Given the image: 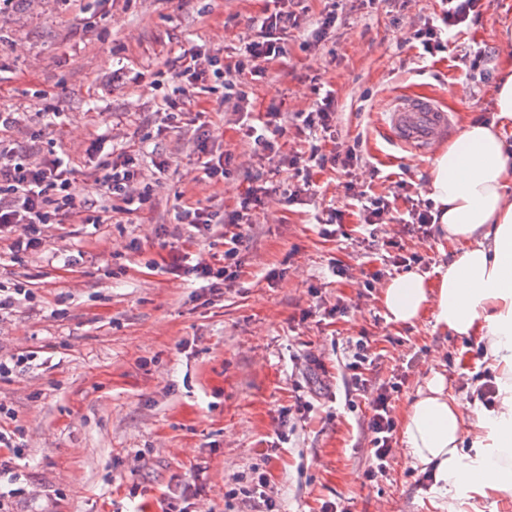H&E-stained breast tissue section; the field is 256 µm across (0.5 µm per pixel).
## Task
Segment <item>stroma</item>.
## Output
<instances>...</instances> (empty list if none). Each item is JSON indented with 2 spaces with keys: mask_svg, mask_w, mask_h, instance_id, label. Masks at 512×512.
<instances>
[{
  "mask_svg": "<svg viewBox=\"0 0 512 512\" xmlns=\"http://www.w3.org/2000/svg\"><path fill=\"white\" fill-rule=\"evenodd\" d=\"M266 0H10L0 12V110L15 113L6 138L36 149L54 143L69 157L92 210L109 205L115 223L51 224L41 251L0 271V289L29 288L31 299L0 315V358L34 359L0 380V426L22 429V454L0 451L18 481L10 512H164L167 502L194 512H246L225 501L233 474L262 467L282 512H321L350 501L352 512H439L438 492L402 456L369 484V402L380 384L398 383L394 419L431 372L448 378L464 410L487 364L476 340L435 330L430 320L388 323L375 272L394 278L379 243L368 242L358 206L338 170L315 171L316 195L288 204L271 194L243 247L233 287L201 291L166 265L175 249L222 254L221 241L178 234L176 211L200 203L234 206L245 176L261 162L239 130L240 114L221 86L195 89L209 112L214 145L231 149L237 172L212 187L197 182L191 117L165 114L177 58L194 49L227 57ZM512 0H492L446 52L418 61L398 47L400 32L381 10L347 0L336 31L317 53L288 35L295 75L277 72L257 84L254 111L283 101L310 109L319 91L338 103L341 144L362 139L358 181L369 194L408 204L393 183L429 191L430 160L410 156L381 120L397 94L433 96L451 112L458 135L466 119L495 120L491 89L503 58H512ZM488 56L489 78L468 66ZM59 113L54 128L44 115ZM136 145L152 208L123 212L122 198L101 197L91 174ZM168 163L158 173L153 159ZM378 168L381 179L368 178ZM344 213L343 235L317 222ZM344 264L347 277L332 273ZM278 271L274 284L265 275ZM366 338V390H355L346 364L352 340ZM310 413H295L297 400ZM284 443H277V434Z\"/></svg>",
  "mask_w": 512,
  "mask_h": 512,
  "instance_id": "1",
  "label": "stroma"
}]
</instances>
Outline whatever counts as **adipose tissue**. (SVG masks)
<instances>
[{
  "label": "adipose tissue",
  "instance_id": "obj_1",
  "mask_svg": "<svg viewBox=\"0 0 512 512\" xmlns=\"http://www.w3.org/2000/svg\"><path fill=\"white\" fill-rule=\"evenodd\" d=\"M498 122L465 121L431 163L429 188L438 236L456 255L436 279L412 272L381 291L388 322L477 338L499 373L496 409L464 411L448 379L431 373L402 417V451L410 466L431 471L445 512L450 489L488 496L512 484V159L504 121H512V59H503L492 91Z\"/></svg>",
  "mask_w": 512,
  "mask_h": 512
}]
</instances>
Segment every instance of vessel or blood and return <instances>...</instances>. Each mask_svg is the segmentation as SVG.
Segmentation results:
<instances>
[{"label": "vessel or blood", "mask_w": 512, "mask_h": 512, "mask_svg": "<svg viewBox=\"0 0 512 512\" xmlns=\"http://www.w3.org/2000/svg\"><path fill=\"white\" fill-rule=\"evenodd\" d=\"M450 125L448 113L434 99L401 94L389 107L385 128L393 142L426 158Z\"/></svg>", "instance_id": "obj_1"}]
</instances>
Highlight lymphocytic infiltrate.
Wrapping results in <instances>:
<instances>
[{
	"mask_svg": "<svg viewBox=\"0 0 512 512\" xmlns=\"http://www.w3.org/2000/svg\"><path fill=\"white\" fill-rule=\"evenodd\" d=\"M302 0H273L274 6L262 16L252 18L249 33L242 39L234 61L224 63L194 50L183 53L181 66L175 73L177 93L190 99L192 91L207 79L224 85L225 99L237 102L241 115V130L261 158L277 161L279 167L293 170L294 180L282 190L286 203L301 201L313 186L312 173L317 169L333 168L350 173L359 167L362 154L358 145L343 150L323 152L320 143L310 144L307 151L284 154L280 140L287 126L298 133L335 140L336 97L325 92L310 110L282 115L279 108L267 112L249 111V96L254 83L266 79L274 65L279 64L287 50L285 42L290 31L307 32L304 48L315 51L327 42L336 30L342 0H332L330 7L310 16ZM484 0H447L439 22H425L423 26H409L404 41L433 55L448 49L450 42L463 26L479 17ZM197 148L201 159L202 178L215 183L230 177L235 157L229 150L217 151L210 147L212 138L207 123L197 127ZM142 176L138 150L123 152L117 159L104 162L98 168L94 182L107 195L122 196L127 205H146L151 199L149 188L140 187ZM250 184L235 208L224 215L212 214L198 206L182 207L176 216L190 237L210 238L215 226L224 225L229 233L224 238V252L206 257L188 252L173 255L170 269L175 275L192 278L202 290L217 292L238 276L243 259L241 247L252 228V217L262 209L269 194L263 171L249 174ZM345 191L351 199L360 202V219L367 226L380 227L398 224L404 233H429L433 224V204L429 200L410 198L409 208L398 212L384 196L369 195L350 181ZM76 178L69 160L54 148L42 152L40 161H32L28 150L0 144V266L14 261L20 254L38 251L44 245L43 228L49 224H65L83 213L77 201ZM371 415L368 429L372 435L371 462L363 473L367 482L385 476L396 432L390 409L387 386H379L369 403ZM265 476L235 475L228 498H243L249 512H280L277 501L267 491Z\"/></svg>",
	"mask_w": 512,
	"mask_h": 512,
	"instance_id": "f902f5d3",
	"label": "lymphocytic infiltrate"
}]
</instances>
